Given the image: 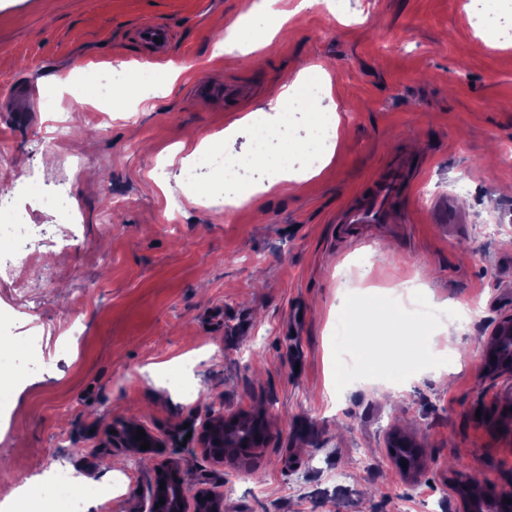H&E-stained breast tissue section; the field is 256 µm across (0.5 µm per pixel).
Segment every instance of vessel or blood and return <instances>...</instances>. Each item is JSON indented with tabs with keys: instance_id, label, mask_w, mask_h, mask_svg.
Instances as JSON below:
<instances>
[{
	"instance_id": "vessel-or-blood-1",
	"label": "vessel or blood",
	"mask_w": 512,
	"mask_h": 512,
	"mask_svg": "<svg viewBox=\"0 0 512 512\" xmlns=\"http://www.w3.org/2000/svg\"><path fill=\"white\" fill-rule=\"evenodd\" d=\"M175 33L171 26L159 22H146L136 30L138 41L145 47L152 61L163 63L170 58V47ZM198 96L218 99L224 102L241 100L248 95L244 86H201ZM414 165L405 152L394 154L382 172L370 180L358 196L354 197L336 217V223L344 238L355 244H363L359 231L369 226L389 223L392 213L398 209L407 195Z\"/></svg>"
}]
</instances>
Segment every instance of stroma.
I'll use <instances>...</instances> for the list:
<instances>
[{
	"mask_svg": "<svg viewBox=\"0 0 512 512\" xmlns=\"http://www.w3.org/2000/svg\"><path fill=\"white\" fill-rule=\"evenodd\" d=\"M250 40L214 47L247 16L239 0H0V155L27 185L33 224L54 214L41 196L64 184L81 208L69 251L45 244L54 275L41 288L0 272V485L70 475L112 482L100 512H145L160 463L180 462L188 493L211 488L224 512H457L459 481L512 484V373L484 353L512 318V36L489 41L474 0H282ZM175 29L172 58H146L135 28ZM121 69L108 111L78 103L67 78ZM321 93L301 95L311 79ZM235 83L248 99L194 96ZM295 92L279 99L283 87ZM34 89L37 111L22 95ZM339 119L334 146L309 165L313 115ZM68 123L60 154L36 151ZM284 127L286 166L249 175L254 197L216 210L186 163L205 150L251 152L257 125ZM412 155L420 173L393 224L372 241L338 235L337 213L386 164ZM286 193L271 190L283 176ZM454 202L464 232L433 221ZM178 223H170L171 214ZM371 286L412 285L426 304L477 305L473 328L432 331L430 354H374L377 371L337 340ZM396 384L393 400L378 392ZM260 415L267 445L218 464L196 446L210 416ZM135 425L161 442L136 454L112 430ZM422 468L397 464L394 436ZM350 472L337 484V471Z\"/></svg>",
	"mask_w": 512,
	"mask_h": 512,
	"instance_id": "obj_1",
	"label": "stroma"
}]
</instances>
